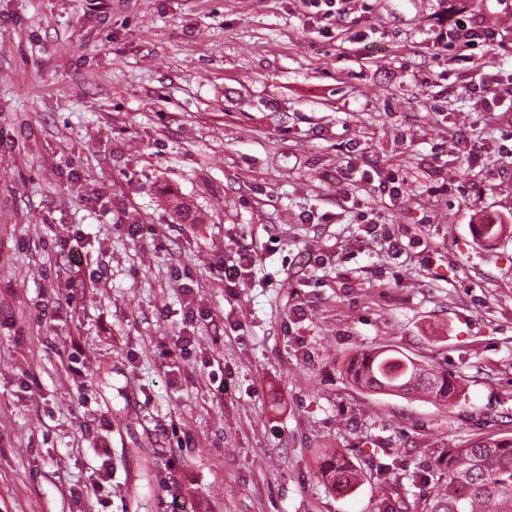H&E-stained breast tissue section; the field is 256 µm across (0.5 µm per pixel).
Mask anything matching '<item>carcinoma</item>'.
<instances>
[{"label": "carcinoma", "instance_id": "obj_1", "mask_svg": "<svg viewBox=\"0 0 512 512\" xmlns=\"http://www.w3.org/2000/svg\"><path fill=\"white\" fill-rule=\"evenodd\" d=\"M347 374L360 389L421 395L436 404L458 392L459 378L383 347L351 360ZM321 477L331 488L347 489L361 481L362 473L342 462L335 450ZM432 478V492L414 500L411 512H512V440L480 435L463 448H443L433 461Z\"/></svg>", "mask_w": 512, "mask_h": 512}]
</instances>
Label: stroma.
<instances>
[{
	"label": "stroma",
	"mask_w": 512,
	"mask_h": 512,
	"mask_svg": "<svg viewBox=\"0 0 512 512\" xmlns=\"http://www.w3.org/2000/svg\"><path fill=\"white\" fill-rule=\"evenodd\" d=\"M461 22L487 88L433 47ZM375 347L464 390H359ZM484 434L512 439V0H0V512H378ZM332 457L324 464L321 477L323 482L334 489H347L358 484L362 479V473L354 467L342 462L337 450L332 452Z\"/></svg>",
	"instance_id": "1"
}]
</instances>
